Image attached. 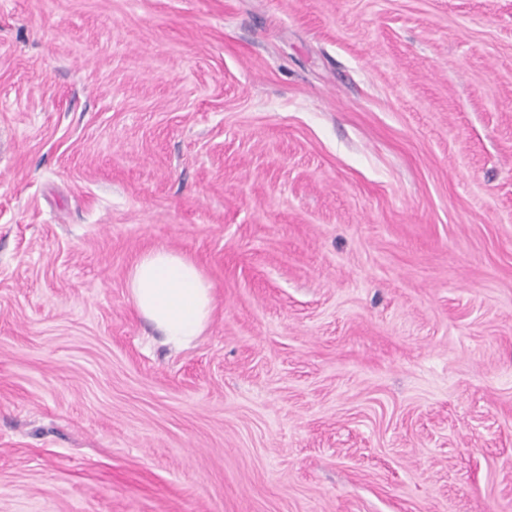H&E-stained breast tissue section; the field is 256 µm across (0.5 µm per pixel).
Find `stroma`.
<instances>
[{
    "label": "stroma",
    "instance_id": "stroma-1",
    "mask_svg": "<svg viewBox=\"0 0 512 512\" xmlns=\"http://www.w3.org/2000/svg\"><path fill=\"white\" fill-rule=\"evenodd\" d=\"M0 512H512V0H0ZM127 287L137 311L175 349L201 334L214 308L212 285L189 257L160 247L136 260Z\"/></svg>",
    "mask_w": 512,
    "mask_h": 512
}]
</instances>
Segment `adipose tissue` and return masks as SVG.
Masks as SVG:
<instances>
[{
  "label": "adipose tissue",
  "instance_id": "1",
  "mask_svg": "<svg viewBox=\"0 0 512 512\" xmlns=\"http://www.w3.org/2000/svg\"><path fill=\"white\" fill-rule=\"evenodd\" d=\"M127 286L137 311L176 349L201 334L214 308L212 285L198 265L164 247L139 256Z\"/></svg>",
  "mask_w": 512,
  "mask_h": 512
}]
</instances>
